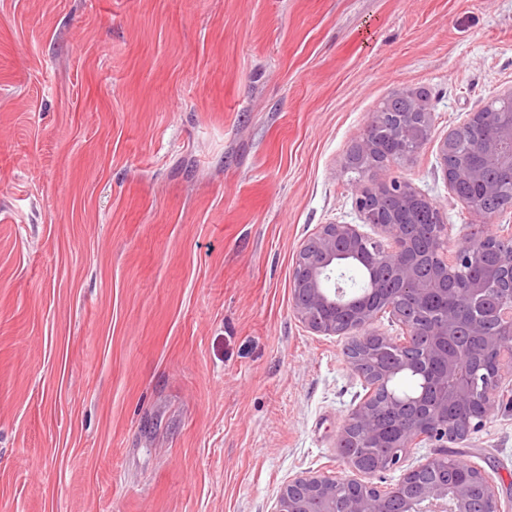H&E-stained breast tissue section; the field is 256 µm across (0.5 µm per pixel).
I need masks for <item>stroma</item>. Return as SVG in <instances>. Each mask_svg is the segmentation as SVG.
Returning a JSON list of instances; mask_svg holds the SVG:
<instances>
[{
    "instance_id": "stroma-1",
    "label": "stroma",
    "mask_w": 512,
    "mask_h": 512,
    "mask_svg": "<svg viewBox=\"0 0 512 512\" xmlns=\"http://www.w3.org/2000/svg\"><path fill=\"white\" fill-rule=\"evenodd\" d=\"M512 85V0H0V512H273L365 394L291 306L389 95ZM452 242L435 148L399 170ZM457 459L512 512V372Z\"/></svg>"
}]
</instances>
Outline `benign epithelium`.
Segmentation results:
<instances>
[{"label": "benign epithelium", "mask_w": 512, "mask_h": 512, "mask_svg": "<svg viewBox=\"0 0 512 512\" xmlns=\"http://www.w3.org/2000/svg\"><path fill=\"white\" fill-rule=\"evenodd\" d=\"M397 97L405 112H379L381 137L363 131L345 157L347 169L362 170L353 184L354 205L361 221L377 229V240L356 224H322L297 251L292 271V308L301 323L317 335L345 339L344 355L351 369L369 387L366 398L340 427L336 447L346 466L356 470V448H385L378 463L400 466L409 450L424 442L437 449L425 463L403 474L408 482L422 471L448 469V445L464 440L493 416L497 400L492 386L504 368H512V227L493 223L485 200L507 189L512 173V86L502 89L482 108L437 139L432 114L420 91ZM473 126L485 136L473 149L463 147ZM437 143L438 160L448 191L476 218L462 241L449 246L448 225L440 206L394 169L427 144ZM461 183L479 189L458 193ZM434 214L426 231L419 213ZM367 271L364 288L347 290L344 268ZM387 313L405 330L425 337L419 351L406 338L375 332L372 325ZM497 359L494 374L479 369L475 350ZM413 365L425 391L408 407L405 424L388 431L379 417L393 374ZM346 485L352 512H376L380 489L340 474L297 477L284 485L274 512H336L334 489ZM483 512H501L491 481L476 469L472 481L448 486L427 481L401 495L398 512H470L474 492Z\"/></svg>", "instance_id": "obj_1"}]
</instances>
